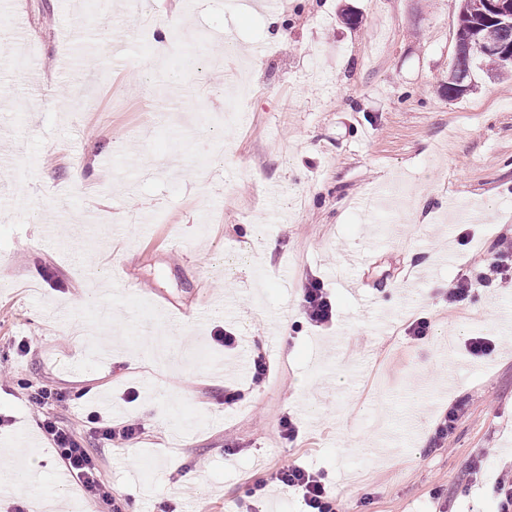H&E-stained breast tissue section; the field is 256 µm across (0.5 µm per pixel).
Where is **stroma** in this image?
<instances>
[{
    "label": "stroma",
    "instance_id": "1",
    "mask_svg": "<svg viewBox=\"0 0 512 512\" xmlns=\"http://www.w3.org/2000/svg\"><path fill=\"white\" fill-rule=\"evenodd\" d=\"M123 3L110 0L107 25L70 29L60 11L88 15V0H0V414L14 419L0 448L25 474L0 486V512L85 498L56 481L27 381L88 388L51 413L84 436L128 512H238L248 482L292 461L323 472L350 512H496L491 487L512 465V333L498 320L512 292L445 297L512 235V76L476 73L447 100L460 0H279L270 12L149 0L155 17L180 18L175 40L155 27L132 38ZM204 33L206 66L186 52ZM22 43L35 46L24 68L11 52ZM79 170L91 177L80 188ZM375 182L397 185V219L357 206ZM348 249L367 258L354 293L337 278ZM442 253L410 297L405 275ZM311 275L336 303L331 330L301 321ZM421 315L430 334L413 344L404 329ZM224 328L239 338L230 354L211 342ZM468 336L497 347L467 355ZM259 349L268 383L225 406ZM474 390L445 445L428 447L442 411ZM92 410L148 431L101 447ZM287 412L303 428L290 446Z\"/></svg>",
    "mask_w": 512,
    "mask_h": 512
}]
</instances>
